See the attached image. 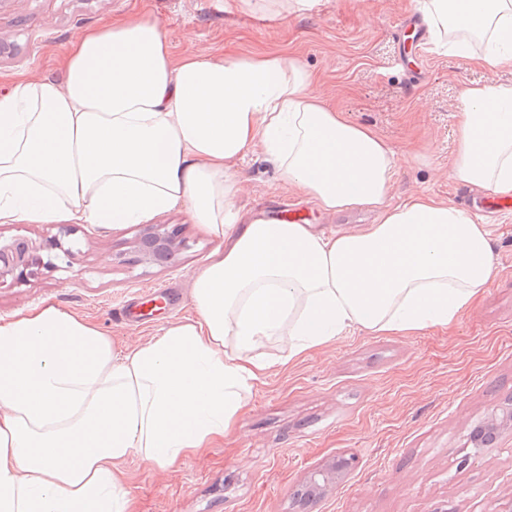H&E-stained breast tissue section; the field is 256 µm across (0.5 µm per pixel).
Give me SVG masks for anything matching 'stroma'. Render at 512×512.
<instances>
[{"instance_id": "stroma-1", "label": "stroma", "mask_w": 512, "mask_h": 512, "mask_svg": "<svg viewBox=\"0 0 512 512\" xmlns=\"http://www.w3.org/2000/svg\"><path fill=\"white\" fill-rule=\"evenodd\" d=\"M412 0H317L298 15H277L267 0H0V92L13 76H55L71 33L157 19L174 57H236L280 51L318 77L325 102L377 132L399 157L391 203L426 193L456 203L449 175L464 86L512 83L511 69H489L436 49L411 48L396 32ZM242 212L279 207L334 229L371 224L374 212L327 213L298 195L259 153L238 165ZM178 227L187 247L167 264L134 262L140 224L106 228L61 220L0 224V237L50 236L78 244L71 268L0 284V321L54 301L95 323L117 348L157 335L191 315L190 277L222 242L177 207L154 218ZM494 275L456 323L413 334L354 328L288 358L264 348L274 365L253 383L233 429L182 465L161 470L139 457L124 466L132 512H507L512 507V430L472 457L471 429L512 401V213L489 218ZM172 288L147 323L112 317L120 302ZM468 465H461L463 456ZM353 458L350 472L322 495L296 493L307 473Z\"/></svg>"}]
</instances>
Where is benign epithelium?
Here are the masks:
<instances>
[{"mask_svg":"<svg viewBox=\"0 0 512 512\" xmlns=\"http://www.w3.org/2000/svg\"><path fill=\"white\" fill-rule=\"evenodd\" d=\"M185 248L186 241L177 230L170 229L165 224H152L136 241L135 252L139 254L140 260L147 263L167 262ZM73 255V247L64 246L56 237L40 242L24 237L0 239V284L14 274L19 277H36L46 268H68ZM511 421L512 406L504 407L501 409V416H495L474 428L470 440L475 447V453L481 452V446L493 443L498 430ZM350 466L349 460L340 458L332 465L310 472L307 482L312 488L324 491Z\"/></svg>","mask_w":512,"mask_h":512,"instance_id":"1","label":"benign epithelium"}]
</instances>
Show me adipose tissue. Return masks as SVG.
I'll return each instance as SVG.
<instances>
[{
  "label": "adipose tissue",
  "instance_id": "obj_1",
  "mask_svg": "<svg viewBox=\"0 0 512 512\" xmlns=\"http://www.w3.org/2000/svg\"><path fill=\"white\" fill-rule=\"evenodd\" d=\"M416 7L449 54L512 66V0ZM314 81L275 52L174 58L138 14L75 31L58 77L0 94V224H144L181 206L224 242L192 277L195 317L125 351L50 301L0 322V512H129L127 459L171 468L229 431L265 343L294 357L353 328L447 326L487 287L488 226L425 194L392 204L394 151ZM460 107L451 177L512 194V85L465 87ZM256 150L322 211L375 223H241L235 170Z\"/></svg>",
  "mask_w": 512,
  "mask_h": 512
}]
</instances>
